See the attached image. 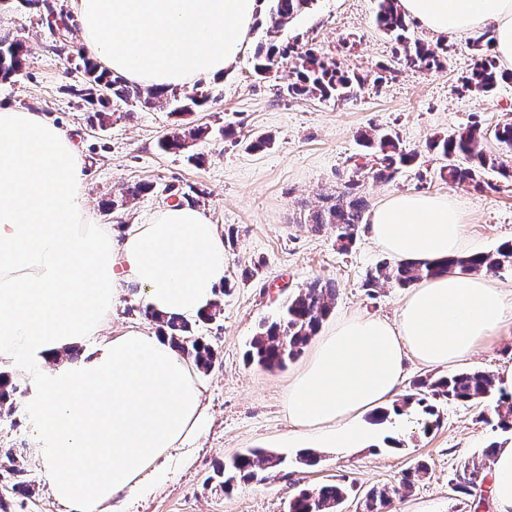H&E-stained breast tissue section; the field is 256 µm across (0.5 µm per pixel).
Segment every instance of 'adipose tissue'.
<instances>
[{
	"mask_svg": "<svg viewBox=\"0 0 512 512\" xmlns=\"http://www.w3.org/2000/svg\"><path fill=\"white\" fill-rule=\"evenodd\" d=\"M76 39L107 72L158 91L219 79L235 65L258 0H70ZM439 35L489 32L512 70V0H400ZM76 141L42 114L0 107V369L29 377L23 409L53 497L68 512H112L157 476L156 463L203 425L195 367L144 327L111 331L125 289L165 318L205 316L225 280L226 246L203 210L170 204L123 236L96 223ZM394 260L458 254L467 226L448 196L396 192L368 215ZM512 328V297L488 279L444 274L406 295L396 322L354 315L314 343L288 386L290 444L366 448L360 420L393 406L408 361L445 368ZM84 346L82 359L64 353ZM487 495L512 512V443L495 451Z\"/></svg>",
	"mask_w": 512,
	"mask_h": 512,
	"instance_id": "adipose-tissue-1",
	"label": "adipose tissue"
}]
</instances>
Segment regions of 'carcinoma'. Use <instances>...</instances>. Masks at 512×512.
Masks as SVG:
<instances>
[{"label":"carcinoma","mask_w":512,"mask_h":512,"mask_svg":"<svg viewBox=\"0 0 512 512\" xmlns=\"http://www.w3.org/2000/svg\"><path fill=\"white\" fill-rule=\"evenodd\" d=\"M314 0H268V21L265 39L259 42L253 54V70L261 76L277 71L279 64L289 59L292 62L291 82L286 91L292 97L345 99L353 95L354 88L364 79L349 73L335 59L321 56L313 49L298 51L295 44L280 39V33L297 17L308 12ZM22 6L39 14L53 17L52 29L63 39L56 42L55 51L66 54L67 64L83 73L85 81L80 85L66 87L75 99L91 106L88 119L93 124L104 126L112 114L110 105L136 99L147 106L201 107L209 96L197 90L188 93L173 91L158 93L148 88L129 84L120 76H113L82 51H74L70 35L74 24L71 16L48 0H22ZM377 27L393 37L403 55V65L411 70L439 71L445 66L446 48L432 47L419 40L408 43L406 32L409 25L401 11L399 0H379L375 16ZM486 35L474 39L477 58L468 75L462 77L458 89L477 93L492 91L500 80H512V72L498 69L493 56L484 48ZM34 47L7 36L0 37V77L7 79L20 72L32 55ZM208 134L207 129L196 127L189 132L177 128L159 141L165 152L184 151L188 139H200ZM364 147L369 149L365 157L371 165L353 166L355 177L345 183L335 197L326 196L322 205L310 214V223L320 229L330 226L336 229V243L340 250H349L356 240L359 225L366 223L369 203L364 193L365 182H391L405 169L420 165L422 151L408 148L399 137L372 129L359 134ZM429 152H436L446 161L440 169V177L451 184L479 187L486 171L493 170L509 180L512 178V118L499 121L489 129L474 123L446 136H437L426 144ZM512 268V241L500 244L493 252L460 254L425 267L411 264H394L383 260L366 276L365 287L410 288L424 277L458 273L475 275L481 272L497 273ZM336 299V286L330 281L317 279L288 298L282 314L275 320L265 322L252 338L247 353L249 361L267 368H280L287 361L299 356L316 336L325 319L331 313ZM149 317L158 323L160 336L167 340L173 350L192 360L197 369L209 371L216 360L214 349L200 338L191 335L185 320L165 319L155 314ZM412 393L403 404L394 407V412L410 408L420 410L428 416L423 431L428 433L438 420L437 406L442 402L460 403L491 399L494 401L493 421L504 432L512 431V393L497 386L495 376L480 370H462L449 375H427L412 381ZM284 458L261 448L250 449L234 457L222 466L224 486L239 478L251 481L258 472L279 466ZM478 466H464L462 472L450 481L452 490L469 496L485 499ZM354 486L338 481L323 484L313 490L303 489L289 504V512H338L353 492ZM400 494L395 487H372L365 491L357 503L358 512H389V508Z\"/></svg>","instance_id":"carcinoma-1"}]
</instances>
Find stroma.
<instances>
[{"mask_svg": "<svg viewBox=\"0 0 512 512\" xmlns=\"http://www.w3.org/2000/svg\"><path fill=\"white\" fill-rule=\"evenodd\" d=\"M376 10L377 0H315L283 32L364 77L349 99L289 96L285 66L265 80L254 75V48L266 32L261 8L238 63L220 79L197 83V90L212 95L207 106L177 115L166 107L121 102L110 125L102 128L67 93V86L82 82L83 76L53 50L48 26L17 0H0V35L35 48L20 73L0 80V105L43 113L74 138L88 161L84 191L97 222L120 234L172 204L173 194L186 193L231 238L225 251L223 312L215 321L191 324L194 335L203 337L218 356L210 372L198 375L205 425L191 443L160 460V479L127 502L126 512H288L290 499L302 488L341 478L363 491L397 487L421 461L427 474L395 502L393 512H486L472 498L454 494L448 482L465 464L484 465L483 451L490 442H512L511 433L484 422L491 401L439 405L440 424L430 435L408 434L397 448L383 443L360 450L322 448L318 463L307 466L297 462L298 450L288 443L283 411L288 384L307 354L274 370L246 362L249 342L262 323L277 319L288 297L317 278L333 280L337 288L323 330L351 314L390 321L397 317L404 290L365 285L368 271L385 257L370 241L367 226H360L354 245L343 252L334 230H318L306 222L320 196L341 191L352 179L349 159L362 153L361 131L388 130L407 147L424 152L420 170L403 171L389 183L368 182L370 205L395 192L445 194L465 213L467 252H490L512 240V182L490 172L478 188L449 184L439 176L440 156L424 151L434 137L476 121L491 127L503 120L512 111V81L483 95L459 91L476 54L472 37H437L414 20L410 39L447 46L445 68L415 72L400 66L381 74L396 44L376 26ZM227 124L234 125L235 139L223 137ZM200 125L209 134L193 141L188 153L159 148V140L174 129ZM260 135L270 136L271 144L249 150V142ZM191 153L201 154L202 163L188 161ZM143 183L148 191L127 208L109 209V202L128 187ZM510 347L512 329L480 347L466 366L494 374L502 387L512 386L504 377L512 368L505 355ZM17 386L11 407L0 410V455H15L23 472L17 478L0 476V494L8 498L12 512H64L33 460L31 430L22 410L28 379H18ZM258 447L282 454L285 463L224 490L217 475L221 465Z\"/></svg>", "mask_w": 512, "mask_h": 512, "instance_id": "obj_1", "label": "stroma"}]
</instances>
